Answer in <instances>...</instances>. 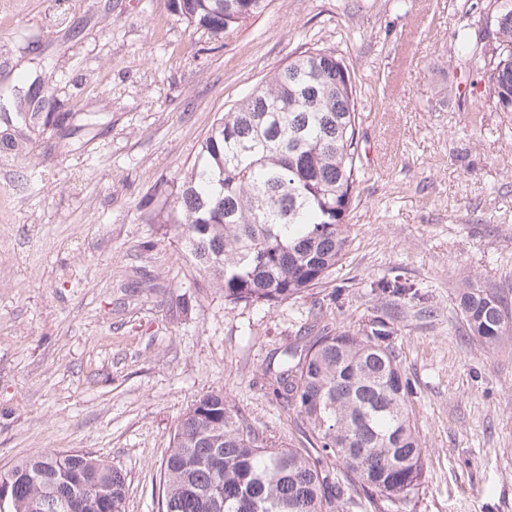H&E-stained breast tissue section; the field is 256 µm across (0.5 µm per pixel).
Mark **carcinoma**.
<instances>
[{
    "mask_svg": "<svg viewBox=\"0 0 512 512\" xmlns=\"http://www.w3.org/2000/svg\"><path fill=\"white\" fill-rule=\"evenodd\" d=\"M269 0H173L188 22L220 35ZM489 71L512 109V4L495 20ZM357 90L335 53L288 60L231 110L201 146L176 193L172 224L193 264L234 305L274 307L318 287L348 247L346 217L361 177ZM376 287L411 293L397 279ZM488 346L512 330L500 299L469 287L459 301ZM268 393L306 424L304 448L256 430L222 392L179 420L163 458L160 512H344L354 492L407 497L424 469L413 390L387 322L359 336L322 332L283 351ZM7 512H47L48 498L102 493L124 512L122 470L82 451L44 452L0 475Z\"/></svg>",
    "mask_w": 512,
    "mask_h": 512,
    "instance_id": "obj_1",
    "label": "carcinoma"
}]
</instances>
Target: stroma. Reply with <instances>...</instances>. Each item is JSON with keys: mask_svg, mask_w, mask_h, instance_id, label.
<instances>
[{"mask_svg": "<svg viewBox=\"0 0 512 512\" xmlns=\"http://www.w3.org/2000/svg\"><path fill=\"white\" fill-rule=\"evenodd\" d=\"M503 2L270 0L215 36L172 0H0V472L87 451L124 470L125 512H159L170 436L202 394L301 447L264 370L302 337L382 319L424 475L348 512H512V333L483 345L458 309L468 284L512 309V111L456 38L490 49ZM311 47L357 85L350 244L302 296L231 305L170 227L176 181L224 112ZM393 277L417 297L379 295Z\"/></svg>", "mask_w": 512, "mask_h": 512, "instance_id": "1", "label": "stroma"}]
</instances>
